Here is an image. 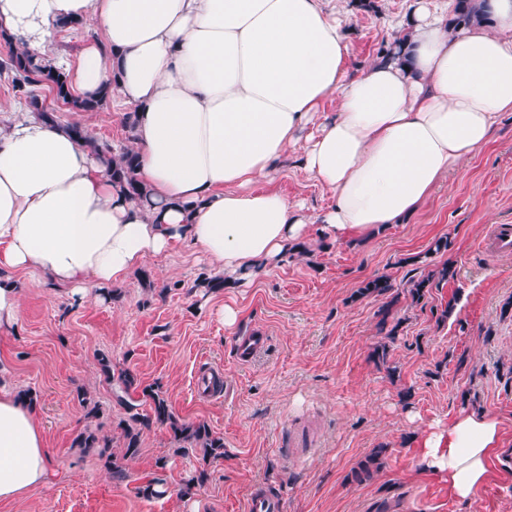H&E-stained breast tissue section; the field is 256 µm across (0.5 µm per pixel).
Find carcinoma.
<instances>
[{
    "label": "carcinoma",
    "mask_w": 512,
    "mask_h": 512,
    "mask_svg": "<svg viewBox=\"0 0 512 512\" xmlns=\"http://www.w3.org/2000/svg\"><path fill=\"white\" fill-rule=\"evenodd\" d=\"M0 76L7 78L15 97L25 101L39 117L51 121L55 120V115L36 94L38 87L48 88L75 112H97L109 98L107 91L98 98H73L65 72L26 51L12 50L6 57L0 58ZM69 129L76 141L87 146L105 166V174L112 182L121 185L131 199L152 205L149 191L135 175L137 155L133 149L124 148L114 154L111 145L98 143L84 127L72 124ZM433 280L434 275L430 274L411 281V286L407 289L411 301L418 303L424 299ZM392 290L390 280L381 276L368 281L357 293L361 296L388 298L377 324L379 332L385 333L386 341L374 348L372 359L377 366L385 367L393 375L396 368L389 364L388 342L396 339L402 321L398 319L393 325H388L391 308L399 302V294L392 293ZM97 362L106 379L117 381L115 402L121 410L116 424V429L120 431L119 439L101 435L99 429L88 426L76 436L75 444L80 448L99 449V456L105 459V465L112 467V477L123 480L127 477L125 462L138 455L143 431L154 423L165 425L172 436L173 455L183 458L193 456L199 461V467L183 478L181 493L189 495L196 487L205 484L208 480L207 465L224 458V438L203 422L181 421L173 413L169 399L160 386L143 387L130 372H114L109 354L99 353ZM384 453L382 448L373 449L354 472V480L364 482L372 479L374 473L383 466ZM167 465L168 458L161 457L157 460L156 467L160 473L146 479L138 487L140 495L150 499L167 493L168 483L161 475Z\"/></svg>",
    "instance_id": "1"
}]
</instances>
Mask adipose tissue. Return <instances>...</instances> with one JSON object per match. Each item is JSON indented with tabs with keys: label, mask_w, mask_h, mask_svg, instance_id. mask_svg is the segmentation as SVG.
<instances>
[{
	"label": "adipose tissue",
	"mask_w": 512,
	"mask_h": 512,
	"mask_svg": "<svg viewBox=\"0 0 512 512\" xmlns=\"http://www.w3.org/2000/svg\"><path fill=\"white\" fill-rule=\"evenodd\" d=\"M475 2L489 22L411 0L400 51L353 75L326 0H0V33L41 56L62 24L94 19L96 37L55 64L75 96L111 86L135 112L156 203L131 201L65 124L1 104L0 268L102 291L187 243L228 277L259 273L309 235L300 203L258 185L290 156L332 197L321 235L403 223L512 114V0ZM500 448L497 415L468 410L422 438L418 463L465 501ZM52 475L33 406L0 386V500Z\"/></svg>",
	"instance_id": "ef3b65f1"
}]
</instances>
